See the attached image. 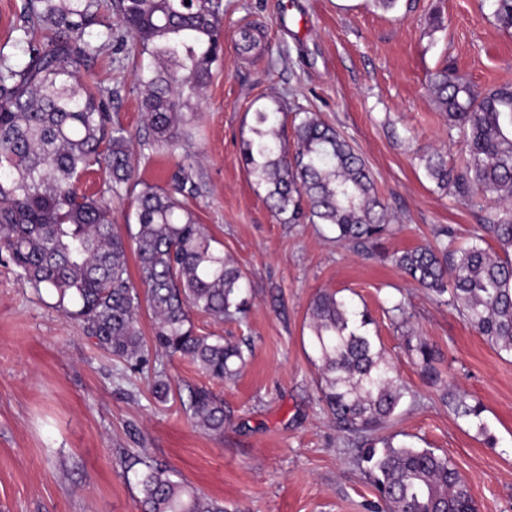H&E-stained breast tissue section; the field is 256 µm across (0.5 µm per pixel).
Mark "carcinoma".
Returning <instances> with one entry per match:
<instances>
[{"instance_id":"cac0c4a2","label":"carcinoma","mask_w":512,"mask_h":512,"mask_svg":"<svg viewBox=\"0 0 512 512\" xmlns=\"http://www.w3.org/2000/svg\"><path fill=\"white\" fill-rule=\"evenodd\" d=\"M99 0H26L30 28L20 41L27 61L0 57V255L55 306L77 321L113 359L152 372L151 391L165 403L170 384L158 356L188 360L203 375L230 380L246 365L242 346L195 331L193 314L222 321L246 312L245 274L197 222L182 198L197 192L195 159L169 189L137 177L132 135L112 124V93L90 72L95 48L88 30L101 24ZM493 15L512 30V0H494ZM127 50L147 56L137 81L144 89V140L167 151L185 137L214 64L223 52L219 0H110ZM429 92L449 128L464 139L469 159L460 169L435 153L425 167L438 188L460 196H490L484 238L455 250L419 247L391 260L418 285L448 295L454 308L499 353L512 356V86L483 92L448 67L433 73ZM273 113L253 112L242 161L274 216L283 224H326L333 241L378 248L389 231L387 206L376 194L362 158L313 112H298L297 149L289 152ZM99 168L105 189L87 194L77 183ZM131 198L134 224L122 234L112 224L113 199ZM139 267L131 278L128 252ZM151 315L152 336L139 327ZM322 401L340 428L361 436L365 466L381 512H477L455 464L430 448L383 435L406 387L377 346L372 319L338 292L322 291L308 308ZM422 376L439 381L436 353L407 340ZM453 410L489 435L478 402L452 397ZM192 423L217 439L224 434V400L191 387L180 401ZM141 512H228L224 503L174 479L159 462L135 458Z\"/></svg>"}]
</instances>
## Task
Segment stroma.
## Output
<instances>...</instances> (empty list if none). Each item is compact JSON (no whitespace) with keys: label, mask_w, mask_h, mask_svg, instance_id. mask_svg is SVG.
<instances>
[{"label":"stroma","mask_w":512,"mask_h":512,"mask_svg":"<svg viewBox=\"0 0 512 512\" xmlns=\"http://www.w3.org/2000/svg\"><path fill=\"white\" fill-rule=\"evenodd\" d=\"M25 0H0V57L20 65ZM224 55L189 137L166 153L134 146L139 176L166 185L195 156L198 191L187 197L247 276L245 318L194 315L198 333L243 343L247 365L209 382L180 358H161L173 397L156 400L144 375L125 369L24 284L0 257V512H140L126 459L166 464L229 512H371L377 492L356 463L359 450L320 402L308 306L339 291L367 310L406 393L389 428L448 457L481 512H512V357L497 353L459 313L420 288L389 254L435 243L441 227L456 246L480 236L483 212L439 189L424 159L447 153L463 166L466 146L433 104L431 73L451 66L478 90L512 85V36L482 0H222ZM89 40L92 73L112 93V120L143 129L137 58L106 42L115 19L100 12ZM257 45L240 49L243 31ZM279 124L317 113L363 158L393 217L381 252L355 253L320 224H282L241 161L253 112ZM405 301L409 318L391 311ZM433 345L438 385L420 376L407 338ZM210 385L224 399L221 439L197 429L178 396ZM480 402L488 435L455 416L444 394Z\"/></svg>","instance_id":"35a3bbf8"}]
</instances>
